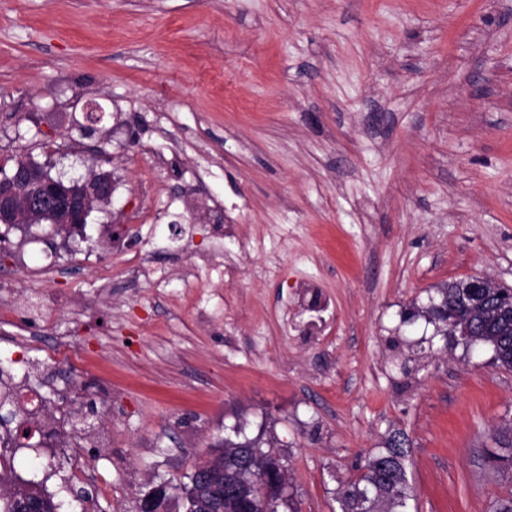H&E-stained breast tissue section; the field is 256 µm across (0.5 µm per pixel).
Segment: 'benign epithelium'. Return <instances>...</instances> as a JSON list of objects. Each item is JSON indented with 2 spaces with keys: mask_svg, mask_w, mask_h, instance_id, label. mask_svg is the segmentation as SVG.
Masks as SVG:
<instances>
[{
  "mask_svg": "<svg viewBox=\"0 0 512 512\" xmlns=\"http://www.w3.org/2000/svg\"><path fill=\"white\" fill-rule=\"evenodd\" d=\"M115 183L109 170L65 180L34 160L0 158V235L44 221L62 230L81 228L95 208L110 203Z\"/></svg>",
  "mask_w": 512,
  "mask_h": 512,
  "instance_id": "benign-epithelium-1",
  "label": "benign epithelium"
}]
</instances>
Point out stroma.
I'll list each match as a JSON object with an SVG mask.
<instances>
[{"instance_id": "stroma-1", "label": "stroma", "mask_w": 512, "mask_h": 512, "mask_svg": "<svg viewBox=\"0 0 512 512\" xmlns=\"http://www.w3.org/2000/svg\"><path fill=\"white\" fill-rule=\"evenodd\" d=\"M18 155L117 184L84 234H9L0 361L18 382L68 371L65 417L96 401L107 444L19 449L13 485L136 512L165 483L183 512L238 426L284 455L297 512H340L394 429L410 512L512 493L491 463L512 371L401 321L453 280L512 286V0H0ZM45 290L54 314L22 323L14 301Z\"/></svg>"}]
</instances>
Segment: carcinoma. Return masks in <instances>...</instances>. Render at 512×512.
Masks as SVG:
<instances>
[{
  "label": "carcinoma",
  "mask_w": 512,
  "mask_h": 512,
  "mask_svg": "<svg viewBox=\"0 0 512 512\" xmlns=\"http://www.w3.org/2000/svg\"><path fill=\"white\" fill-rule=\"evenodd\" d=\"M439 300H430L426 310L436 319L434 336H444L448 320L456 319V336L467 346L486 344L492 347L495 364L512 370V315L497 311V295H511L512 288L502 286L495 294L470 308L463 306V289L453 281L437 289ZM7 369L0 364V409L10 411L14 422L27 421L26 412L13 405V384L5 379ZM18 428L0 426V448L52 447L53 435L47 434L31 442V436L20 441L13 433ZM409 440L402 430L395 431L385 446L370 454L364 464L356 466L357 474L348 479L338 492L340 512H406L412 499L407 476L406 460ZM286 461L280 452L270 446L266 449L256 440L236 442L224 439L221 453L210 455L195 464L183 485L185 512H289L295 498L294 488L284 484L283 468ZM220 471L224 477V503L213 496L209 484L194 482L200 471ZM28 505L20 495L0 496V512H57L53 498L38 484L23 488Z\"/></svg>",
  "instance_id": "carcinoma-1"
}]
</instances>
